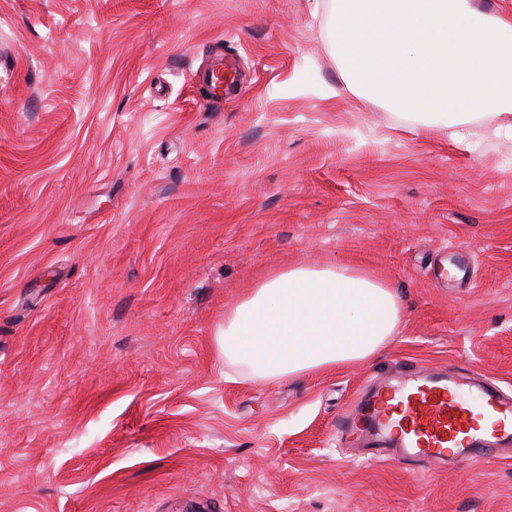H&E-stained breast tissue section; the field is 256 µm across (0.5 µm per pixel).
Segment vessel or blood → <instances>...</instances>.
<instances>
[{"mask_svg": "<svg viewBox=\"0 0 512 512\" xmlns=\"http://www.w3.org/2000/svg\"><path fill=\"white\" fill-rule=\"evenodd\" d=\"M479 418L486 428L476 426ZM336 434L429 466L476 460L512 447V397L487 380L468 387L448 370L407 364L390 379L370 381Z\"/></svg>", "mask_w": 512, "mask_h": 512, "instance_id": "obj_1", "label": "vessel or blood"}]
</instances>
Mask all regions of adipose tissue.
Segmentation results:
<instances>
[{
	"label": "adipose tissue",
	"mask_w": 512,
	"mask_h": 512,
	"mask_svg": "<svg viewBox=\"0 0 512 512\" xmlns=\"http://www.w3.org/2000/svg\"><path fill=\"white\" fill-rule=\"evenodd\" d=\"M345 87L466 144L474 125L512 137V0H317ZM390 285L348 266L267 275L224 316L219 346L254 380L362 361L398 331Z\"/></svg>",
	"instance_id": "ef3b65f1"
}]
</instances>
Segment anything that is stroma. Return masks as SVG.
Segmentation results:
<instances>
[{"label": "stroma", "instance_id": "stroma-1", "mask_svg": "<svg viewBox=\"0 0 512 512\" xmlns=\"http://www.w3.org/2000/svg\"><path fill=\"white\" fill-rule=\"evenodd\" d=\"M313 4L0 0V512H512L508 455L336 439L408 361L512 393V139L459 150L355 97ZM295 264L392 285L397 335L227 382L225 312Z\"/></svg>", "mask_w": 512, "mask_h": 512}]
</instances>
